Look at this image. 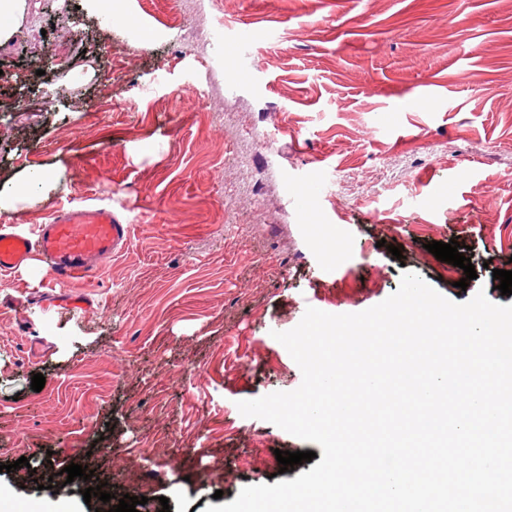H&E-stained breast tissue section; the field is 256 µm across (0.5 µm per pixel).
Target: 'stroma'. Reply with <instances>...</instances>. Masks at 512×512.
Segmentation results:
<instances>
[{
	"label": "stroma",
	"mask_w": 512,
	"mask_h": 512,
	"mask_svg": "<svg viewBox=\"0 0 512 512\" xmlns=\"http://www.w3.org/2000/svg\"><path fill=\"white\" fill-rule=\"evenodd\" d=\"M190 27L209 40L187 44ZM36 29L71 44L69 70L41 69ZM31 167L53 189L0 225L92 203L130 238L62 288L39 262L0 273L17 512L79 498L50 461L96 468L146 512L231 503L312 468L275 453L318 444L237 408L299 387L273 334L308 304L361 312L407 271L456 303L512 304L493 277L512 262V0H127L108 26L87 0H26L0 44V184ZM314 224L335 227L338 271ZM434 240L494 266L458 288Z\"/></svg>",
	"instance_id": "stroma-1"
}]
</instances>
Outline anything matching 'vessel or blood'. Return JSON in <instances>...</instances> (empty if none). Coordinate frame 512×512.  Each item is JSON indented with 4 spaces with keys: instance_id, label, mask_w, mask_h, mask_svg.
I'll use <instances>...</instances> for the list:
<instances>
[{
    "instance_id": "b4317fda",
    "label": "vessel or blood",
    "mask_w": 512,
    "mask_h": 512,
    "mask_svg": "<svg viewBox=\"0 0 512 512\" xmlns=\"http://www.w3.org/2000/svg\"><path fill=\"white\" fill-rule=\"evenodd\" d=\"M129 227L110 208L85 204L56 210L36 236L14 226H0V272L16 271L32 257L50 267L53 284L88 275L96 265L121 251Z\"/></svg>"
}]
</instances>
